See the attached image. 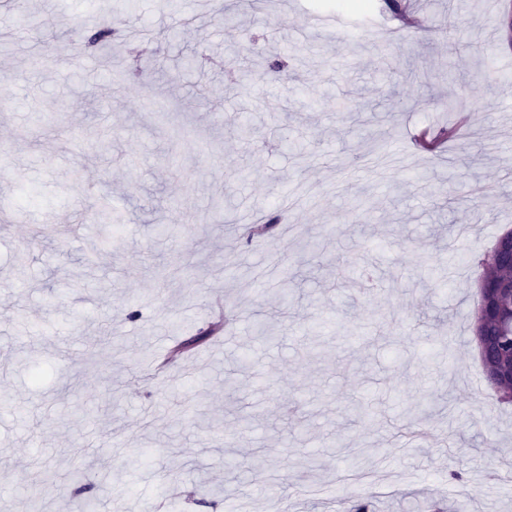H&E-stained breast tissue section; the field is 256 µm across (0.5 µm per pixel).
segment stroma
<instances>
[{
    "label": "stroma",
    "mask_w": 512,
    "mask_h": 512,
    "mask_svg": "<svg viewBox=\"0 0 512 512\" xmlns=\"http://www.w3.org/2000/svg\"><path fill=\"white\" fill-rule=\"evenodd\" d=\"M401 2L388 42L387 0H0V512L41 471V512L82 484L95 512H512V404L472 333L512 229V0ZM332 11L349 32L311 27ZM458 108L438 151L394 149Z\"/></svg>",
    "instance_id": "stroma-1"
}]
</instances>
